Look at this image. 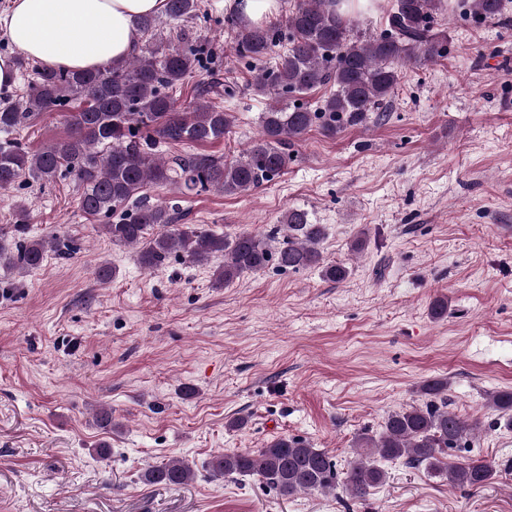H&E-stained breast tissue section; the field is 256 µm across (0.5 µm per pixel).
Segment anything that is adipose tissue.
Here are the masks:
<instances>
[{"label":"adipose tissue","instance_id":"1","mask_svg":"<svg viewBox=\"0 0 512 512\" xmlns=\"http://www.w3.org/2000/svg\"><path fill=\"white\" fill-rule=\"evenodd\" d=\"M166 0H9L0 11V97L17 85L16 56L51 69L83 71L123 62L138 40L135 21L162 14Z\"/></svg>","mask_w":512,"mask_h":512}]
</instances>
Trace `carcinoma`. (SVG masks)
Here are the masks:
<instances>
[{"label":"carcinoma","instance_id":"cac0c4a2","mask_svg":"<svg viewBox=\"0 0 512 512\" xmlns=\"http://www.w3.org/2000/svg\"><path fill=\"white\" fill-rule=\"evenodd\" d=\"M339 0H297L285 22L267 25L235 24L232 49L239 58L260 63L253 69L251 87L261 94L308 93L320 86L335 90L315 107L271 105L259 116L258 136L232 160L210 154L158 156L161 144L210 143L224 139L234 122L231 113L215 105L211 94L217 82H200L186 107H175L172 93L203 63L205 47L189 29H180L183 47L168 48L157 36L164 24L182 23L195 16L196 0H167L164 17L145 15L138 30L152 37L123 63L107 69L71 72L33 68L34 78L24 105H0V192L15 187L23 176L40 184L70 175L81 188L80 210L91 217L118 219L105 225L112 243L139 245V260L147 269L159 267L175 254L189 263L221 256L215 283L226 284L259 272L270 263L288 270L322 267L323 276L340 282L347 278L343 264L324 262L319 245L325 227L309 213L292 208L283 224L287 240L278 247L269 240L243 232L234 237L177 224L181 208L170 202H152L141 195L147 184H175L184 194L216 191L235 195L273 182L292 161L290 147L313 125L335 136L346 125H360L376 114L384 116L399 81L398 68L422 66L443 56L444 36L433 20L443 11V0H396L386 28L361 35L355 23L337 9ZM479 19L503 13V0H465ZM288 48L271 66L262 62L282 42ZM77 103L68 113V137L36 153L8 138L40 114ZM27 211L20 207L13 224L14 243L0 242V266L17 271L42 263L49 241L26 237ZM164 226L166 231L154 232ZM448 382L431 379L421 386L425 401L388 415L378 435L359 434L355 447L363 449L346 472L353 498L364 501L382 484L383 461L403 459L410 466L427 465L445 475L457 488L477 489L494 476L491 464L464 457L449 467L443 459L450 450L470 447L475 426L448 410ZM499 419L512 429V390L492 396ZM216 476H256L282 496L326 492L336 488L339 472L329 454L296 437H279L247 453L222 454L211 461ZM150 484L185 485L191 469L177 462L148 468Z\"/></svg>","mask_w":512,"mask_h":512}]
</instances>
